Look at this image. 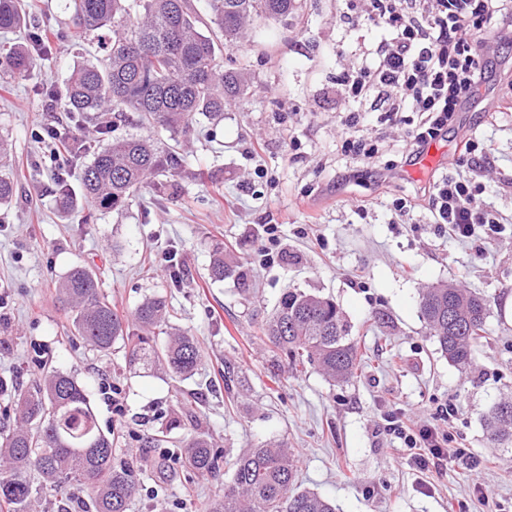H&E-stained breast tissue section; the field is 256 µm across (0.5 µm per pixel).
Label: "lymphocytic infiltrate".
Masks as SVG:
<instances>
[{
	"label": "lymphocytic infiltrate",
	"mask_w": 512,
	"mask_h": 512,
	"mask_svg": "<svg viewBox=\"0 0 512 512\" xmlns=\"http://www.w3.org/2000/svg\"><path fill=\"white\" fill-rule=\"evenodd\" d=\"M339 18L352 29L377 28L381 37L366 45L360 62L336 76L340 104L348 114L345 153L372 166L376 150L357 135L362 112H382L393 125L401 113L416 114L404 128L402 157L406 162L455 128L458 112L476 98L492 66L490 45H512V0H342ZM489 145L466 134L459 157L429 191L432 221L458 240L482 234L496 241L502 231L496 213L476 203L484 185L470 171ZM389 430L410 451L420 469L447 466L456 455L451 436L435 428L411 425L404 414L388 419Z\"/></svg>",
	"instance_id": "1"
}]
</instances>
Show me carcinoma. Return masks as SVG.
Masks as SVG:
<instances>
[{"instance_id": "carcinoma-1", "label": "carcinoma", "mask_w": 512, "mask_h": 512, "mask_svg": "<svg viewBox=\"0 0 512 512\" xmlns=\"http://www.w3.org/2000/svg\"><path fill=\"white\" fill-rule=\"evenodd\" d=\"M72 37L82 39L112 31L106 62L73 67L66 85L63 111L137 112L142 121L173 133L191 132L196 115L219 118L224 100L249 89L242 71L224 69L223 50L237 44L255 19L285 18L296 0H208L207 17L188 0H72ZM30 24L23 0H0V29ZM11 77L25 79L37 62L28 46L0 44V64ZM7 139L0 137V206L16 193V181L5 159ZM179 154L163 152L150 141L129 137L93 152L82 172L83 194L103 209H119L145 180L181 166ZM234 266L224 251L214 250L209 276L222 281ZM69 310L72 335L91 349L105 352L121 340L126 362L187 377L200 363V351L185 332L157 346L147 333L168 318L160 298L144 299L131 316L112 307L92 270L76 266L57 286ZM418 309L441 354L460 371L471 368L484 338L487 303L483 296L454 282L428 286L419 294ZM135 323L143 334L130 332ZM351 325L330 298L289 290L263 326V336L284 357L288 370L317 368L338 385L353 381L363 355L350 338ZM0 393L13 399L18 424L0 431V512H33L34 503L49 492L72 497L84 512H128L138 489L134 466L118 461L115 434L97 423L85 387L72 375L53 371L36 377L27 388L0 379ZM488 440L512 444V399H501L486 415ZM190 470L220 472L221 453L205 436L183 445ZM232 478L223 495L203 512H336L322 495L293 488V450L279 442L246 448L231 463Z\"/></svg>"}]
</instances>
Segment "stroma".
Here are the masks:
<instances>
[{
  "label": "stroma",
  "mask_w": 512,
  "mask_h": 512,
  "mask_svg": "<svg viewBox=\"0 0 512 512\" xmlns=\"http://www.w3.org/2000/svg\"><path fill=\"white\" fill-rule=\"evenodd\" d=\"M36 2V27L55 39L28 79L0 89V133L11 144L17 180L12 203L0 208V298L7 302L0 378L26 385L56 369L86 386L100 428L120 436L117 455L143 465L129 512H198L232 476L226 466L216 478L192 476L181 449L167 458L143 447L176 412L175 440L200 433L230 458L269 440L287 443L297 455L299 488L329 498L336 512H458L462 502L470 512H512V451L488 447L484 423L496 400L512 397V47L495 48L485 86L458 116L492 146L481 200L507 230L488 245L439 235L427 205L403 218L387 207L446 171L458 155L456 135L437 142L435 164L412 175L390 167L400 129L365 113L360 130L377 144L385 177L337 188L346 159L336 135V74L357 62L361 36L340 22L338 0H297L292 16L251 25L237 47L224 50L226 67L250 77L248 94L226 99L223 118H198L178 137L133 112L113 114L106 132L86 114L64 119L45 88L63 95L72 67L106 52L97 40L68 36L71 0ZM61 120L87 142L152 138L183 163L149 178L125 207L103 210L81 193L79 175L90 160L82 155L68 169L74 203L62 209L56 171L35 136L40 124ZM355 198L368 200L366 214L355 211ZM267 224L278 225L280 241L273 262L262 265ZM218 244L245 282L210 279ZM77 265L97 273L118 311L132 312L148 296L166 299L173 315L155 329V341L164 344L178 330L195 336L196 373H135L122 343L100 353L71 341L55 286ZM450 280L488 301L486 335L465 372L441 355L418 313L421 289ZM293 289L332 297L344 312L364 354L352 384L334 385L313 368L297 377L284 364L272 369L261 326ZM227 367L229 393L221 378ZM106 382L117 389L123 415L106 404ZM451 404L458 412L450 419ZM396 409L452 434L465 459L416 470L385 430Z\"/></svg>",
  "instance_id": "35a3bbf8"
}]
</instances>
